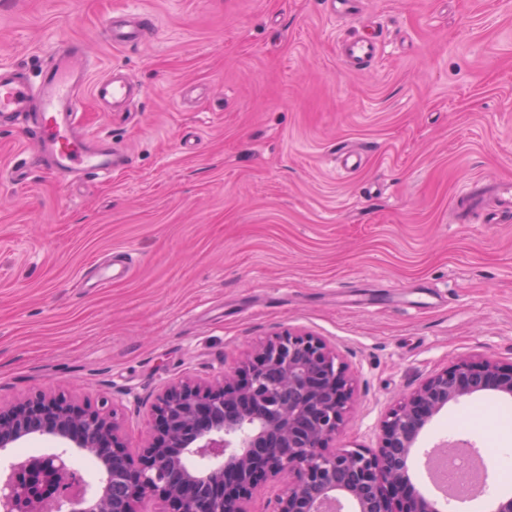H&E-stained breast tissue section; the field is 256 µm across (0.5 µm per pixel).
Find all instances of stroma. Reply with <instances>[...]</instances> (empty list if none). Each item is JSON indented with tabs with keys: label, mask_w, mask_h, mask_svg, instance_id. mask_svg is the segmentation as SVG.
Segmentation results:
<instances>
[{
	"label": "stroma",
	"mask_w": 512,
	"mask_h": 512,
	"mask_svg": "<svg viewBox=\"0 0 512 512\" xmlns=\"http://www.w3.org/2000/svg\"><path fill=\"white\" fill-rule=\"evenodd\" d=\"M117 5L146 41L113 44ZM364 27L381 57L358 73L337 46ZM54 40L143 92L87 109L129 157L111 180H0V405L116 410L137 458L162 386L300 329L356 379L342 442L375 449L433 373L512 363V220L451 210L476 179L512 180V0H361L351 17L327 0H0V62L36 79ZM125 252L132 271L106 282ZM505 411L492 393L449 403L418 447L512 453Z\"/></svg>",
	"instance_id": "obj_1"
}]
</instances>
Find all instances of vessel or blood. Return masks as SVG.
Listing matches in <instances>:
<instances>
[{
	"label": "vessel or blood",
	"mask_w": 512,
	"mask_h": 512,
	"mask_svg": "<svg viewBox=\"0 0 512 512\" xmlns=\"http://www.w3.org/2000/svg\"><path fill=\"white\" fill-rule=\"evenodd\" d=\"M112 42L133 46L143 42L147 28L143 22L125 20L122 12L107 17ZM338 53L354 71L374 64L380 53L378 37L358 34L343 40ZM50 63L41 68L37 82L23 78L17 66L0 63V119L22 125L39 160L49 161L50 174L111 179L119 167L104 135H88L82 130L85 107L75 88H89L91 99L105 111H116L120 102L135 90L134 84L119 67L98 80H91V67L75 41L57 43L50 51ZM461 217L492 211L500 218L512 217V181L485 177L457 200Z\"/></svg>",
	"instance_id": "vessel-or-blood-1"
}]
</instances>
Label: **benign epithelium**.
<instances>
[{
  "label": "benign epithelium",
  "instance_id": "benign-epithelium-1",
  "mask_svg": "<svg viewBox=\"0 0 512 512\" xmlns=\"http://www.w3.org/2000/svg\"><path fill=\"white\" fill-rule=\"evenodd\" d=\"M491 391L512 396V364L460 359L434 373L391 409L378 449L338 448L355 380L327 340L300 330L276 333L242 355L234 374L186 377L152 404L154 435L134 462L115 416L62 395L0 406V448L35 435L63 449L11 468L0 512H45L80 483L67 449L95 457L104 478L93 512H136L163 495L170 512H250L261 480L288 482L274 512H439L408 474L423 427L450 401Z\"/></svg>",
  "mask_w": 512,
  "mask_h": 512
}]
</instances>
